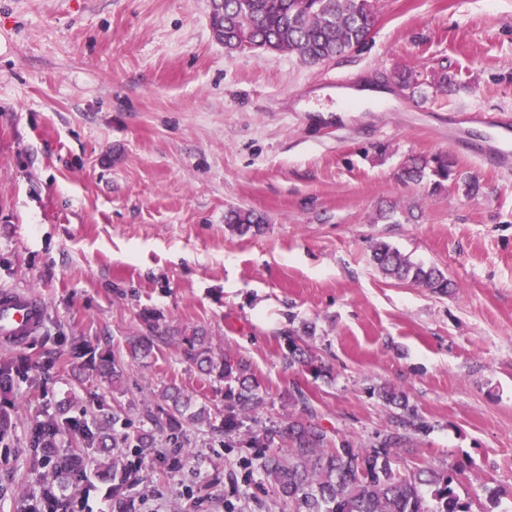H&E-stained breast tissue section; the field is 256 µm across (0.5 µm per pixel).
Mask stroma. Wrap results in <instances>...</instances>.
<instances>
[{
    "mask_svg": "<svg viewBox=\"0 0 512 512\" xmlns=\"http://www.w3.org/2000/svg\"><path fill=\"white\" fill-rule=\"evenodd\" d=\"M366 43L321 65L227 53L210 0H0V289L46 307L0 411V512H25L48 470L32 428L105 404L126 431L154 430L164 387L195 395L207 424L154 431L137 460L132 512H290L256 469L251 433L287 421L302 387L329 439L353 447L397 431L402 390L429 424L406 462L465 465L471 512H512V171L462 150L484 128L451 114L512 112V0H376ZM414 70L417 88L394 73ZM448 72L453 83L436 89ZM375 84L390 108L337 111L332 82ZM452 157L484 185L404 183L411 157ZM264 215L232 234L229 207ZM384 241L447 272L446 294L384 277ZM155 315L171 341L127 362L121 391L78 342L125 360ZM326 375L288 363L289 327ZM201 329L244 357L265 403L250 433L224 435V384L188 359Z\"/></svg>",
    "mask_w": 512,
    "mask_h": 512,
    "instance_id": "35a3bbf8",
    "label": "stroma"
}]
</instances>
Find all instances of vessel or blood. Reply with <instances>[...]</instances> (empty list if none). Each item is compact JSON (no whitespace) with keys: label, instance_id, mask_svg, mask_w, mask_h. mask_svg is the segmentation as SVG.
Listing matches in <instances>:
<instances>
[{"label":"vessel or blood","instance_id":"vessel-or-blood-1","mask_svg":"<svg viewBox=\"0 0 512 512\" xmlns=\"http://www.w3.org/2000/svg\"><path fill=\"white\" fill-rule=\"evenodd\" d=\"M489 137L481 142L468 143L467 149L480 160L497 164L512 156V116L489 115L483 119ZM45 308L33 291L11 288L0 291V343L8 346L27 345L41 329Z\"/></svg>","mask_w":512,"mask_h":512}]
</instances>
